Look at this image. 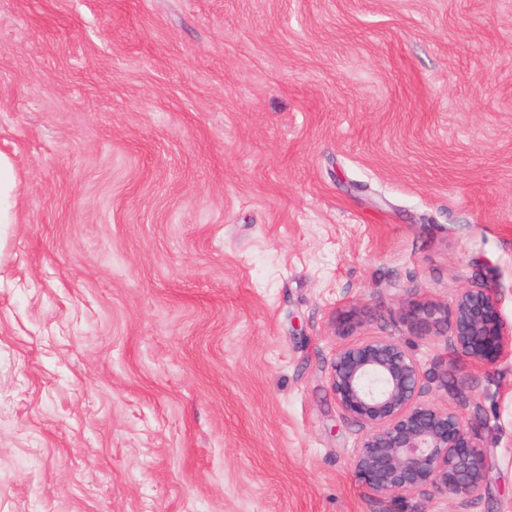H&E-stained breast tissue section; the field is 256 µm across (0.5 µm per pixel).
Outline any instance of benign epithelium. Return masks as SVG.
Instances as JSON below:
<instances>
[{
	"label": "benign epithelium",
	"mask_w": 512,
	"mask_h": 512,
	"mask_svg": "<svg viewBox=\"0 0 512 512\" xmlns=\"http://www.w3.org/2000/svg\"><path fill=\"white\" fill-rule=\"evenodd\" d=\"M402 315L412 330L443 339L471 365L489 367L512 355V327L491 288L463 289L450 310L411 302ZM468 379L463 366L450 376L452 403L442 410L424 399L428 377L401 340L373 336L340 346L328 382L341 414L362 431L353 453L356 478L379 497L476 500L486 485L487 448L457 409L471 403Z\"/></svg>",
	"instance_id": "7a95c632"
}]
</instances>
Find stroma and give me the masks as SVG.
<instances>
[{"label": "stroma", "mask_w": 512, "mask_h": 512, "mask_svg": "<svg viewBox=\"0 0 512 512\" xmlns=\"http://www.w3.org/2000/svg\"><path fill=\"white\" fill-rule=\"evenodd\" d=\"M0 512H512V356L463 505L356 478L337 347L494 288L512 0H0ZM17 185L13 163L0 155V224L14 223V197Z\"/></svg>", "instance_id": "35a3bbf8"}]
</instances>
